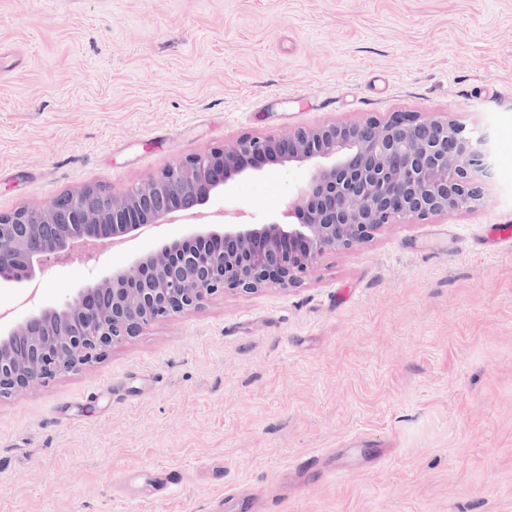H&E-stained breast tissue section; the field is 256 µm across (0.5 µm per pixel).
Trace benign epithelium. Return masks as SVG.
I'll return each mask as SVG.
<instances>
[{"mask_svg": "<svg viewBox=\"0 0 512 512\" xmlns=\"http://www.w3.org/2000/svg\"><path fill=\"white\" fill-rule=\"evenodd\" d=\"M266 164L306 167L282 219L241 224L224 211L217 231L205 206ZM492 168L486 135L453 120L395 114L300 128L286 139L244 137L178 159L117 198L99 185L46 208L0 213V283L35 276L51 255L90 241L121 245L182 220L200 230L165 242L57 306L17 321L0 317V398L98 358L154 321L226 291L286 289L328 251L349 249L385 224L470 211Z\"/></svg>", "mask_w": 512, "mask_h": 512, "instance_id": "7a95c632", "label": "benign epithelium"}]
</instances>
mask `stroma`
<instances>
[{
    "mask_svg": "<svg viewBox=\"0 0 512 512\" xmlns=\"http://www.w3.org/2000/svg\"><path fill=\"white\" fill-rule=\"evenodd\" d=\"M394 112L490 134L484 204L385 225L294 287L210 296L1 398L0 512H512V0H0L1 213ZM307 176L267 166L210 208L269 223ZM189 230L50 262L0 287V312Z\"/></svg>",
    "mask_w": 512,
    "mask_h": 512,
    "instance_id": "stroma-1",
    "label": "stroma"
}]
</instances>
